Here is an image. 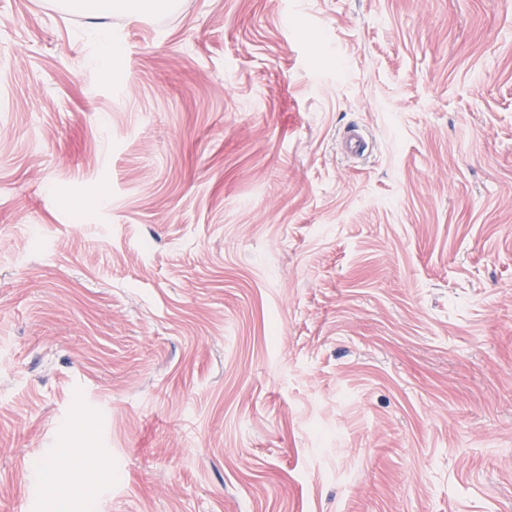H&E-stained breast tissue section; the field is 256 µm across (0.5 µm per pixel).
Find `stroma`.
I'll return each mask as SVG.
<instances>
[{
	"label": "stroma",
	"mask_w": 512,
	"mask_h": 512,
	"mask_svg": "<svg viewBox=\"0 0 512 512\" xmlns=\"http://www.w3.org/2000/svg\"><path fill=\"white\" fill-rule=\"evenodd\" d=\"M179 2L0 0V512H512V0ZM73 7L84 8L97 14L125 13L131 18H140L148 9L160 6L161 1L148 0H73Z\"/></svg>",
	"instance_id": "35a3bbf8"
}]
</instances>
